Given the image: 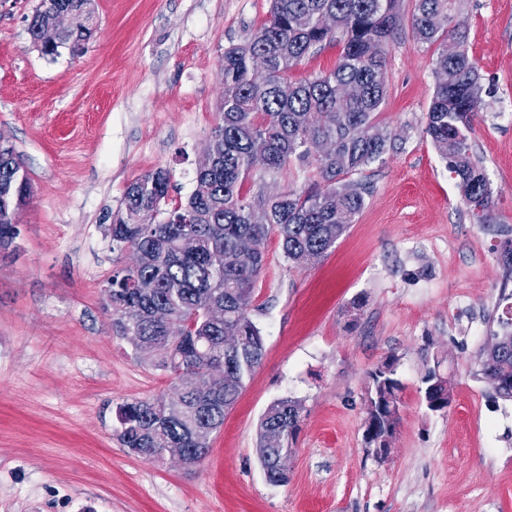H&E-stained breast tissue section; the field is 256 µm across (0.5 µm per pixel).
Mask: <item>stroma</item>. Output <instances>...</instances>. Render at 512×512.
Instances as JSON below:
<instances>
[{"label":"stroma","instance_id":"35a3bbf8","mask_svg":"<svg viewBox=\"0 0 512 512\" xmlns=\"http://www.w3.org/2000/svg\"><path fill=\"white\" fill-rule=\"evenodd\" d=\"M38 3L0 0V135L32 191L0 250V512H512V401H492L480 374L512 291L496 252L512 239V0H463L458 13L485 88L472 134L495 196L484 223L423 132L435 54L401 0L376 116L396 147L352 174L365 205L326 257L294 266L270 234L251 307L264 357L191 470L130 455L113 434L117 404L170 394L174 378L112 329L104 289L131 256L109 227L144 173L169 170L171 199L194 190L224 50L268 20L270 0H94V40L53 58L27 33ZM315 177L294 163L254 170L246 187L271 195ZM390 358L400 422L378 458L364 398ZM436 363L451 383L441 413L420 394ZM282 398L304 411L277 485L257 427Z\"/></svg>","mask_w":512,"mask_h":512}]
</instances>
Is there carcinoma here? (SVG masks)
<instances>
[{
  "label": "carcinoma",
  "instance_id": "cac0c4a2",
  "mask_svg": "<svg viewBox=\"0 0 512 512\" xmlns=\"http://www.w3.org/2000/svg\"><path fill=\"white\" fill-rule=\"evenodd\" d=\"M461 0H415L412 33L436 46L435 91L424 133L453 174L462 202L480 222L493 204L485 172L473 160L469 133L481 97L478 62L469 54L467 29L455 23ZM58 10L71 26L58 43L42 41ZM93 0H39L27 32L42 54L59 45L88 44L95 30ZM400 23L399 0H271L270 16L243 44L224 49V95L219 121L206 150L211 166L197 172L184 202L167 209L170 175L164 169L133 180L112 224V249L134 248L138 263L112 272L105 289L116 335L150 354L151 363L176 379L173 395L118 404L116 436L148 462L193 455L201 460L264 355L260 329L250 317L255 284L276 233L288 261L313 264L357 223L365 200L346 176L382 158L395 146L388 129L375 123L387 95L386 54ZM339 43L333 69L301 81L289 72L309 55ZM356 85L360 95L342 89ZM335 143L319 158L313 145ZM262 159L278 173L292 162L313 165L318 180L306 188L252 198L244 191ZM31 199L20 156L0 138V248L17 236L15 215ZM500 330L481 357V375L495 395L512 399V292L501 291ZM223 366L221 379L210 372ZM400 382L395 360L372 371L365 392V430L393 437L399 421ZM426 408L451 403L448 377L428 369L420 388ZM297 400L273 402L261 418L257 454L265 477L285 483L281 464L302 422Z\"/></svg>",
  "mask_w": 512,
  "mask_h": 512
}]
</instances>
